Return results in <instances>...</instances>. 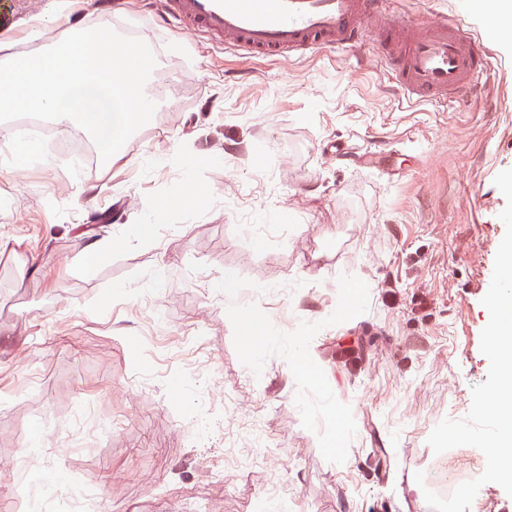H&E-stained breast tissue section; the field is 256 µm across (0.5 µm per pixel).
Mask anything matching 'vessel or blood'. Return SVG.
Returning <instances> with one entry per match:
<instances>
[{
  "label": "vessel or blood",
  "mask_w": 512,
  "mask_h": 512,
  "mask_svg": "<svg viewBox=\"0 0 512 512\" xmlns=\"http://www.w3.org/2000/svg\"><path fill=\"white\" fill-rule=\"evenodd\" d=\"M163 8L189 33L249 58L355 50L373 40L390 83L412 102L468 99L492 68L458 15L412 24L391 0H164Z\"/></svg>",
  "instance_id": "obj_1"
}]
</instances>
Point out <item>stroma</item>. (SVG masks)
I'll return each mask as SVG.
<instances>
[{"mask_svg": "<svg viewBox=\"0 0 512 512\" xmlns=\"http://www.w3.org/2000/svg\"><path fill=\"white\" fill-rule=\"evenodd\" d=\"M397 7L459 12L493 56L477 98L402 103L369 45L247 60L159 0H62L149 45L162 105L110 167L53 146L0 166L1 494L71 473L100 512H432L417 472L468 481L427 438L489 370L512 35L477 0ZM188 176L210 197L140 237ZM28 448L46 461L23 472Z\"/></svg>", "mask_w": 512, "mask_h": 512, "instance_id": "35a3bbf8", "label": "stroma"}]
</instances>
